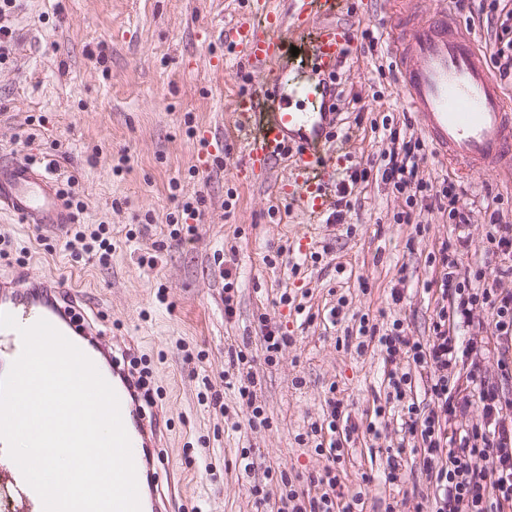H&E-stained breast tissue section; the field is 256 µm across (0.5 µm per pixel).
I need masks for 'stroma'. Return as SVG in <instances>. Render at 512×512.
<instances>
[{"mask_svg": "<svg viewBox=\"0 0 512 512\" xmlns=\"http://www.w3.org/2000/svg\"><path fill=\"white\" fill-rule=\"evenodd\" d=\"M247 2L16 0L7 16L12 50L0 60V161L45 156L58 182L75 177L80 220L110 225L112 258L100 264L67 249L65 231L0 214V272L75 281L104 340L141 357L159 394L166 464L158 486L169 512H262L252 486L271 504L284 480L309 489L329 464L310 425L327 418L331 396L356 427L344 445L345 499L361 497L364 512L391 503L415 512L431 492L419 454L404 455L400 481L382 477L388 447L403 437L397 413L378 412L390 365L379 349L360 352L346 340L364 315L380 330L397 320L410 339L428 338L441 301L429 255L450 235L436 212L395 223L405 201L378 173L388 147L383 119L421 134L390 53V0H348L338 18L356 50L335 76L326 146L347 145L352 159L333 181L345 197L315 220L281 193L287 164L253 178L238 140L219 138L233 124L234 97L268 80L218 35ZM489 2L419 0L418 18L446 11L487 57L497 32L486 20ZM360 170L366 178L351 183ZM419 175L457 183V206L471 218L468 261H483L487 205L498 204L512 225V176L459 173L431 148ZM186 201L199 215L193 236L180 240L166 216ZM395 288L404 291L397 304ZM269 327L288 337L271 358L263 347ZM234 350L255 377L267 424L245 421ZM214 394L223 410L209 407ZM365 472L372 484L362 483Z\"/></svg>", "mask_w": 512, "mask_h": 512, "instance_id": "obj_1", "label": "stroma"}]
</instances>
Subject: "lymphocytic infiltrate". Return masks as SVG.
<instances>
[{
    "label": "lymphocytic infiltrate",
    "mask_w": 512,
    "mask_h": 512,
    "mask_svg": "<svg viewBox=\"0 0 512 512\" xmlns=\"http://www.w3.org/2000/svg\"><path fill=\"white\" fill-rule=\"evenodd\" d=\"M389 148L382 156L381 179L404 197L406 210L398 212L396 223L412 220L418 200H426L427 211L448 216L455 237L442 243L431 262L438 275L439 288L449 295V308L440 309L432 323V334L423 341L406 339L401 322H393L387 332L361 324L357 350L377 345L391 368L387 373L389 402L406 410L407 433L419 443L422 467L433 488L421 512H512V413L499 381L483 376L480 358L484 345L475 338L459 341L450 335L449 323L466 328L474 325L477 307L488 308L492 321L490 333L496 338L512 340V291L499 288V276L512 275V225L502 223L499 211L488 216L491 230L487 237L485 262L473 265L467 279H460L459 269L467 257L468 239L459 230L469 223L468 214L456 206L457 186L447 181L441 186L419 179L417 170L426 158L421 139L408 136L403 128H388ZM68 248L108 261L112 238L106 225L74 224L66 242ZM470 360V393L456 395V368L461 360ZM426 380L428 400L419 405L408 401L413 376ZM330 419L327 424H312L318 451L329 452L332 460L323 475L313 478V492L289 488L277 505L276 512H355V502L341 503L336 493L340 474L334 463L340 458L342 442L336 439L342 403L328 399ZM477 407L482 422L465 425L449 432L452 420Z\"/></svg>",
    "instance_id": "obj_1"
}]
</instances>
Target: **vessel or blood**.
<instances>
[{
  "instance_id": "vessel-or-blood-1",
  "label": "vessel or blood",
  "mask_w": 512,
  "mask_h": 512,
  "mask_svg": "<svg viewBox=\"0 0 512 512\" xmlns=\"http://www.w3.org/2000/svg\"><path fill=\"white\" fill-rule=\"evenodd\" d=\"M415 0H396L392 46L407 103L422 120V131L437 153L463 172L512 173V113L506 112L496 80L475 44L446 13L425 23L412 18ZM347 0H290L287 16L271 8V0H250L246 17L225 29L253 68L270 80L255 97L236 102L237 127L250 128L243 160L252 175L265 177L285 156H292L286 194L310 214H320L331 184L333 157L323 150L334 122L326 104L336 89L327 81L349 53L350 35L329 19ZM305 45L310 63L292 74L284 60L291 44ZM25 224L71 223L72 215L50 172L30 162L0 164V212ZM0 312L29 326L49 321L74 344L96 335L84 318L73 289L65 282L32 283L26 277L0 275ZM22 351L16 331L0 329V375L6 374ZM112 387L131 441L136 470L157 472L164 458L160 439L139 406L126 367L113 365ZM141 512H163L155 480L138 484ZM0 512H42V503L0 441Z\"/></svg>"
}]
</instances>
